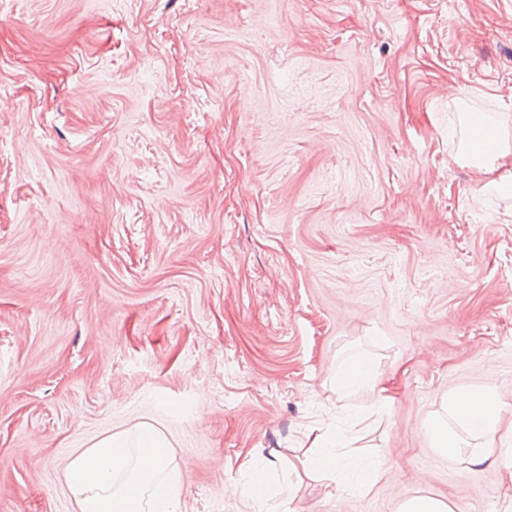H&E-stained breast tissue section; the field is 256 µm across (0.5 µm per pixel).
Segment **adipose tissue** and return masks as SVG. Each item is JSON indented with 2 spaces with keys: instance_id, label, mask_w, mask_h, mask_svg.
Masks as SVG:
<instances>
[{
  "instance_id": "obj_1",
  "label": "adipose tissue",
  "mask_w": 512,
  "mask_h": 512,
  "mask_svg": "<svg viewBox=\"0 0 512 512\" xmlns=\"http://www.w3.org/2000/svg\"><path fill=\"white\" fill-rule=\"evenodd\" d=\"M460 121L471 134L467 151L477 159L484 189L512 195V135L469 112L462 113ZM378 384L379 374L364 355L349 357L336 377L338 391L347 396L378 393ZM500 416L501 404L492 388H462L444 400L442 413L428 422L426 434L439 455L476 468L491 459L486 439L496 432ZM335 446V438L315 435L300 461L305 476L334 478L342 491L367 490L380 461L340 455ZM173 457L164 434L142 426L134 439L113 435L74 453L65 482L78 512H179V475ZM282 460L277 453L244 462L247 481L242 492L255 506H263L270 491L269 474Z\"/></svg>"
}]
</instances>
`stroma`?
I'll list each match as a JSON object with an SVG mask.
<instances>
[{
	"mask_svg": "<svg viewBox=\"0 0 512 512\" xmlns=\"http://www.w3.org/2000/svg\"><path fill=\"white\" fill-rule=\"evenodd\" d=\"M463 110L512 132V0H0V512H76L71 455L141 425L180 512H254L242 464L316 429L382 472L271 512H512V197ZM463 387L479 469L425 436ZM379 374L371 359L365 355L350 356L343 364L336 377L338 391L349 396L359 392H371L379 400H385L382 395L384 388H379ZM442 408L426 425L438 454L461 459L470 468L489 462L492 450L485 439L496 432L502 410L496 392L490 387L462 388L449 394ZM397 512H452L444 501L437 498L420 495L404 500Z\"/></svg>",
	"mask_w": 512,
	"mask_h": 512,
	"instance_id": "1",
	"label": "stroma"
}]
</instances>
